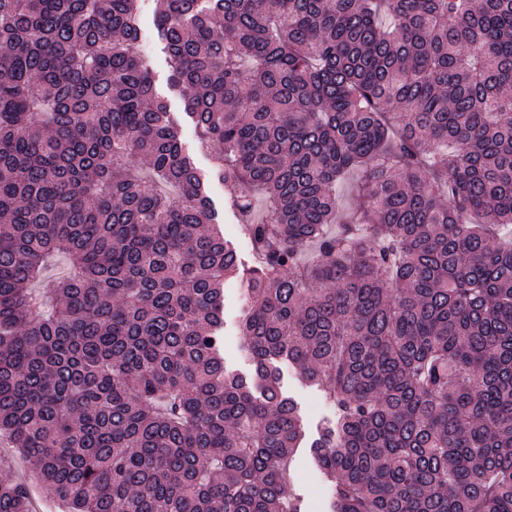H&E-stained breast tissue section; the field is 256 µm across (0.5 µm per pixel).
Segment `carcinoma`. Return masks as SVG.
<instances>
[{"label":"carcinoma","instance_id":"obj_1","mask_svg":"<svg viewBox=\"0 0 512 512\" xmlns=\"http://www.w3.org/2000/svg\"><path fill=\"white\" fill-rule=\"evenodd\" d=\"M139 13L0 0V436L28 472L0 512L31 482L64 512H301L279 360L336 407L330 512H512V0H157L249 269ZM139 28L140 50L149 63L154 92L166 103L172 119L177 123L185 151L191 155L196 167L208 179L207 194L212 207L218 214L219 228L224 234V239L236 250L242 264L251 266L255 263L252 242L245 232L244 224H241L235 210L228 204L234 188L231 184L211 176L215 149L213 146L205 147L200 143L195 124L185 112L178 90L172 85V69L156 25L154 5L151 0H144L141 5ZM245 288L237 278L224 282V365L240 373H248L252 369L239 333V323L248 303Z\"/></svg>","mask_w":512,"mask_h":512}]
</instances>
